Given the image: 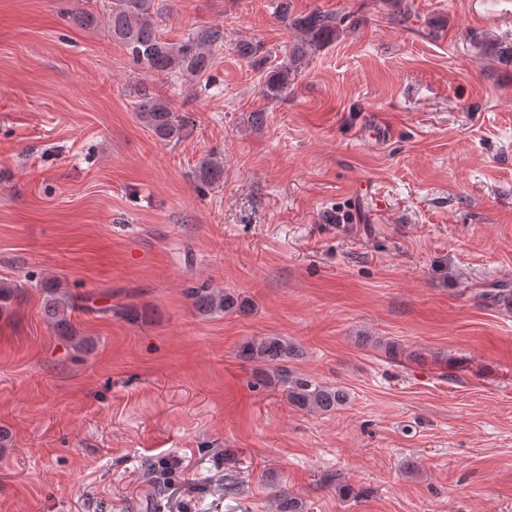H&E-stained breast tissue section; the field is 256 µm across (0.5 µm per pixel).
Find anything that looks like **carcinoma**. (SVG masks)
<instances>
[{
    "mask_svg": "<svg viewBox=\"0 0 512 512\" xmlns=\"http://www.w3.org/2000/svg\"><path fill=\"white\" fill-rule=\"evenodd\" d=\"M159 11L156 0H116V6L108 20L112 39L119 42L133 61L146 69L165 72L171 76L192 81L210 67L212 52L224 44V28L215 25L202 30L180 43H169L156 33ZM293 27L300 32L301 44L293 48V56H304L307 49L331 40L339 32L343 18L319 10L291 19ZM289 70L282 67L270 74L266 83L268 95L276 97L288 87ZM138 116L160 139L169 141L178 136L182 125L177 123L168 102L153 95L149 86L139 90ZM224 171L223 162L209 157L200 162L199 181L211 184L220 179ZM25 292L16 282H0V314L8 310L12 301ZM50 299L46 300L44 312L56 332L69 336V311L75 307L69 295L55 296V290L46 289ZM195 306L207 311L229 312L237 309L234 297L216 293L209 288L195 287L188 290ZM299 355V350L277 336H267L243 344L238 356L245 362L264 363L275 366L277 381L284 386L288 404L307 412H331L345 404L347 391L338 386H329L314 377L300 373L284 365V362ZM274 512H307L306 503L290 494H278L273 498Z\"/></svg>",
    "mask_w": 512,
    "mask_h": 512,
    "instance_id": "cac0c4a2",
    "label": "carcinoma"
}]
</instances>
